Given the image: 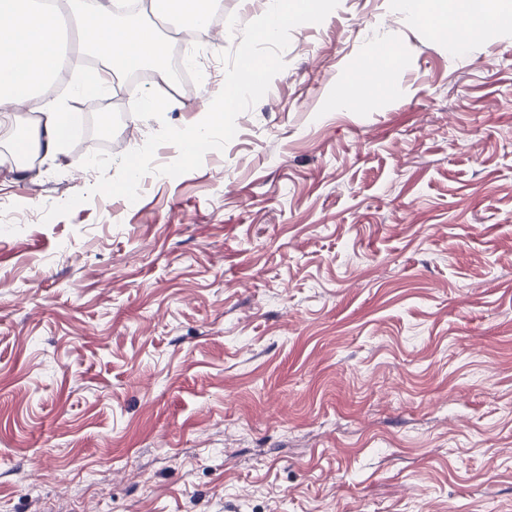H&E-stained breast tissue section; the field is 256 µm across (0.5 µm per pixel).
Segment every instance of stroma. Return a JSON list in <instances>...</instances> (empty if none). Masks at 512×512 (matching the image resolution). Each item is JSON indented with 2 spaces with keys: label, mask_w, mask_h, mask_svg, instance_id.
Returning a JSON list of instances; mask_svg holds the SVG:
<instances>
[{
  "label": "stroma",
  "mask_w": 512,
  "mask_h": 512,
  "mask_svg": "<svg viewBox=\"0 0 512 512\" xmlns=\"http://www.w3.org/2000/svg\"><path fill=\"white\" fill-rule=\"evenodd\" d=\"M217 7L163 120L63 82L80 136L0 163V512H512V26L339 0L223 151L43 222L223 86L263 8Z\"/></svg>",
  "instance_id": "obj_1"
}]
</instances>
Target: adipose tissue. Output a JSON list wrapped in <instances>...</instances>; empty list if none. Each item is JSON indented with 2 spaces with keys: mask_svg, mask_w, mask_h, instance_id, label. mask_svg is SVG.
I'll use <instances>...</instances> for the list:
<instances>
[{
  "mask_svg": "<svg viewBox=\"0 0 512 512\" xmlns=\"http://www.w3.org/2000/svg\"><path fill=\"white\" fill-rule=\"evenodd\" d=\"M157 15L173 14L182 28L206 34V21L215 0H148ZM78 14L84 45L100 68L79 80L81 96L98 97L111 91L116 72L151 67L159 82L169 83L164 41L137 23H121L112 16V0H0V126L13 125L20 106L35 99L62 50L60 8ZM68 118L54 103L43 106L25 127L14 152L31 158L60 151Z\"/></svg>",
  "mask_w": 512,
  "mask_h": 512,
  "instance_id": "obj_1",
  "label": "adipose tissue"
}]
</instances>
